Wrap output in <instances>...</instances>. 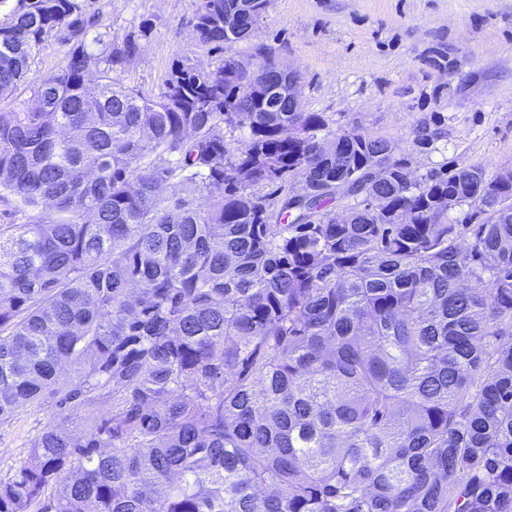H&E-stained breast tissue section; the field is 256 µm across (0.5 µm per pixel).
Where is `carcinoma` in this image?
<instances>
[{
  "instance_id": "obj_1",
  "label": "carcinoma",
  "mask_w": 512,
  "mask_h": 512,
  "mask_svg": "<svg viewBox=\"0 0 512 512\" xmlns=\"http://www.w3.org/2000/svg\"><path fill=\"white\" fill-rule=\"evenodd\" d=\"M250 2L227 31L206 0L198 46L250 41ZM2 11L0 98L40 106L0 112V424L57 413L0 512H512L511 182L408 180L290 111L267 56L262 99L186 54L147 97L112 73L152 18L119 41L99 0Z\"/></svg>"
}]
</instances>
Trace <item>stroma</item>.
Instances as JSON below:
<instances>
[{
	"mask_svg": "<svg viewBox=\"0 0 512 512\" xmlns=\"http://www.w3.org/2000/svg\"><path fill=\"white\" fill-rule=\"evenodd\" d=\"M199 0H103L104 24L123 35L141 17L155 28L119 83L156 95L175 56L203 62L192 19ZM268 52L296 70L302 109L332 130L383 137L422 175L476 162L512 167V0H271L251 41L225 55ZM28 408L0 425V473L25 456L52 416Z\"/></svg>",
	"mask_w": 512,
	"mask_h": 512,
	"instance_id": "1",
	"label": "stroma"
}]
</instances>
